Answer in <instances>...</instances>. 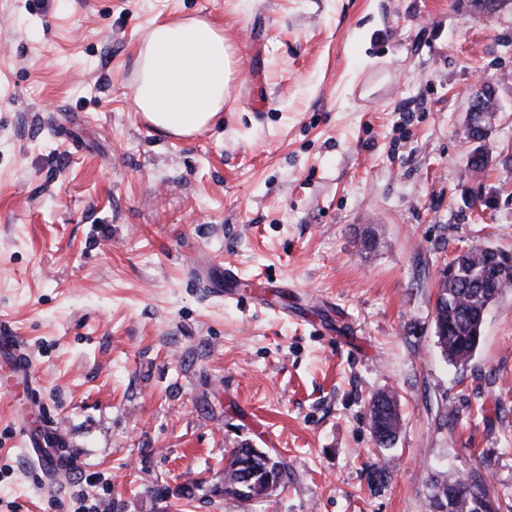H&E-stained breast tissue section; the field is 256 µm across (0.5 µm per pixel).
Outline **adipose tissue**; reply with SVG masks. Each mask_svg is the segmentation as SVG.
Wrapping results in <instances>:
<instances>
[{"label":"adipose tissue","mask_w":512,"mask_h":512,"mask_svg":"<svg viewBox=\"0 0 512 512\" xmlns=\"http://www.w3.org/2000/svg\"><path fill=\"white\" fill-rule=\"evenodd\" d=\"M134 104L153 126L190 136L220 115L230 94L233 52L203 19H156L138 52Z\"/></svg>","instance_id":"adipose-tissue-1"}]
</instances>
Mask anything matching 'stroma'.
<instances>
[{
	"label": "stroma",
	"mask_w": 512,
	"mask_h": 512,
	"mask_svg": "<svg viewBox=\"0 0 512 512\" xmlns=\"http://www.w3.org/2000/svg\"><path fill=\"white\" fill-rule=\"evenodd\" d=\"M161 15L235 56L189 137L134 106ZM499 106L469 167L476 85ZM512 252V16L473 0H0V319L38 380L0 398V512H434L484 476L512 512V292L467 367L434 338L440 269ZM238 297L217 296L225 270ZM402 416L380 445L368 403ZM52 421L73 471L17 449ZM284 488L217 493L231 448ZM391 402H396L395 397L391 393H387V392L377 393L375 396H373L371 398V400L368 404V414H369V421H370L371 429L373 427V420H375L379 414H383L386 417H389L392 422L390 432L393 436H395L399 429L400 422H399L398 413L396 411L395 412H387L388 410H391V408H392ZM395 437L393 439H390L388 441V443L392 442V440H394ZM254 449L241 445L240 448H233L230 451L224 467V479L228 480V488L224 490V486H222L224 495H232L240 501H248L250 496L238 492L232 487V485L235 481L239 484L241 479H243L247 473H252L254 470L259 474L253 478L252 483H256L265 478H272L273 480H276L278 477H281V480L284 483V479L288 478L284 462L279 460L277 457L269 456L268 452L263 451L260 448ZM258 453L269 458L265 459ZM252 483L250 486H252Z\"/></svg>",
	"instance_id": "obj_1"
}]
</instances>
